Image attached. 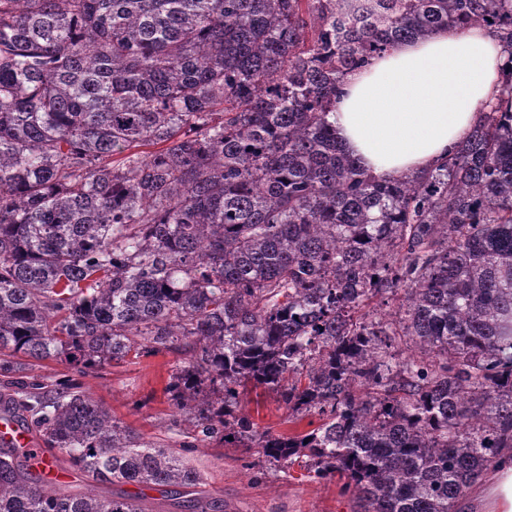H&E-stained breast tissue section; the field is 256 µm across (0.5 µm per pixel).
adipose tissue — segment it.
<instances>
[{
    "instance_id": "adipose-tissue-1",
    "label": "adipose tissue",
    "mask_w": 512,
    "mask_h": 512,
    "mask_svg": "<svg viewBox=\"0 0 512 512\" xmlns=\"http://www.w3.org/2000/svg\"><path fill=\"white\" fill-rule=\"evenodd\" d=\"M511 63L480 26L397 42L343 82L332 117L336 140L379 180L427 170L479 123ZM455 512H512V463L494 466Z\"/></svg>"
}]
</instances>
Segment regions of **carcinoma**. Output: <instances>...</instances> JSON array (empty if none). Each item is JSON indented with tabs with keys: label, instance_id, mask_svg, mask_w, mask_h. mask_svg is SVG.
<instances>
[{
	"label": "carcinoma",
	"instance_id": "1",
	"mask_svg": "<svg viewBox=\"0 0 512 512\" xmlns=\"http://www.w3.org/2000/svg\"><path fill=\"white\" fill-rule=\"evenodd\" d=\"M452 26L512 56V0H0V354L181 353L168 393L202 439L337 478L359 512H452L512 451V111L389 181L329 121L348 74ZM249 384L320 425L258 430ZM28 388L40 465L0 439V512H153L63 492L60 456L199 484L88 393Z\"/></svg>",
	"mask_w": 512,
	"mask_h": 512
}]
</instances>
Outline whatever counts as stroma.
I'll return each mask as SVG.
<instances>
[{"label": "stroma", "mask_w": 512, "mask_h": 512, "mask_svg": "<svg viewBox=\"0 0 512 512\" xmlns=\"http://www.w3.org/2000/svg\"><path fill=\"white\" fill-rule=\"evenodd\" d=\"M180 360L179 354L163 352L82 374L68 362L47 360L21 366L11 379L25 383L35 375L48 386L65 377L77 379L117 422L147 440L180 450L200 472L202 491L223 500L232 512H357L355 499L340 495L336 481L313 480L299 469H283L253 448L195 441L166 391ZM236 413L275 434L308 432L319 424L313 413L290 418L274 393L251 385L241 394Z\"/></svg>", "instance_id": "1"}]
</instances>
